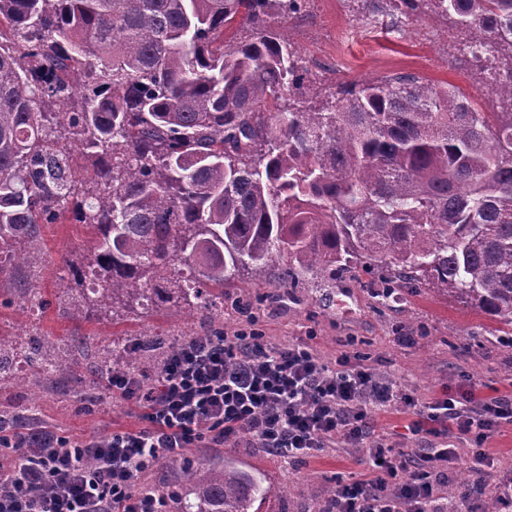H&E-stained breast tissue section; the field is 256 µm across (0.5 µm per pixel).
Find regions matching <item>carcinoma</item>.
I'll list each match as a JSON object with an SVG mask.
<instances>
[{
  "instance_id": "1",
  "label": "carcinoma",
  "mask_w": 512,
  "mask_h": 512,
  "mask_svg": "<svg viewBox=\"0 0 512 512\" xmlns=\"http://www.w3.org/2000/svg\"><path fill=\"white\" fill-rule=\"evenodd\" d=\"M308 0H0V276L32 266L70 204L92 235L57 288L73 315L184 306L224 321V283L336 271L377 276L388 300L432 290L512 328V0H390L468 35L504 112L413 74L320 97L278 19ZM247 26L251 35L235 38ZM181 344L112 342L95 366L156 373ZM23 362L73 373L56 343L0 337ZM173 512H256L263 474L230 458L185 466Z\"/></svg>"
}]
</instances>
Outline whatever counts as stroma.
I'll use <instances>...</instances> for the list:
<instances>
[{
  "mask_svg": "<svg viewBox=\"0 0 512 512\" xmlns=\"http://www.w3.org/2000/svg\"><path fill=\"white\" fill-rule=\"evenodd\" d=\"M280 33L299 51L313 75L332 87L343 81H365L393 73H416L458 86L481 109L496 112L470 55L449 56L448 41L459 42L464 32L434 18L429 10L395 22L380 0H309L305 11L282 17ZM92 245L90 232L66 220L46 225L40 247L46 261L34 270H20L0 278V336L27 343L34 336L58 340L64 354L90 371L113 337H137L149 332L170 336L207 333V310L185 308L141 317L132 313L115 322L96 323L72 318L56 300L57 272L65 261L78 260ZM366 273L336 279L317 278L282 290L277 278L257 284L240 276L224 286V330L247 324L259 310V327L268 342L309 337L329 361L343 350L359 353L376 372L397 385L430 398L448 386L473 385L484 397H512V334L495 330L486 315L435 293L422 291L406 301L381 305ZM40 291L49 304L37 309L23 304L21 287ZM418 337L415 345L399 343L396 329ZM33 414L39 426L68 434L96 435L104 430L130 428L138 423L137 409L100 386L96 401L67 388L47 391L38 376L0 379V416ZM376 424L403 448H431L438 440L412 434L414 417L400 409L377 413ZM231 456L266 475L272 492L260 512H325L327 489L335 477L365 472L366 453L328 448L314 458L286 466L266 449L241 438L237 447L190 448L187 459L216 461ZM286 494H279V487Z\"/></svg>",
  "mask_w": 512,
  "mask_h": 512,
  "instance_id": "stroma-1",
  "label": "stroma"
}]
</instances>
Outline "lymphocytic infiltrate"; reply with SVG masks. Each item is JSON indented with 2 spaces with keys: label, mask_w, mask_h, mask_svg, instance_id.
<instances>
[{
  "label": "lymphocytic infiltrate",
  "mask_w": 512,
  "mask_h": 512,
  "mask_svg": "<svg viewBox=\"0 0 512 512\" xmlns=\"http://www.w3.org/2000/svg\"><path fill=\"white\" fill-rule=\"evenodd\" d=\"M109 383L139 409L141 426L102 439L0 422V447L21 457L0 464V512H168L163 497L135 494V484L162 459L233 448L244 436L287 465L327 448L368 449L365 473L337 479L330 512H477L471 495L446 492L460 467L453 449L399 448L376 430L373 411L396 406L416 416L417 431L469 438L476 493L512 512V468L482 451L488 435L512 425L511 399L471 387L425 398L376 378L359 355L328 361L310 344H269L247 326L190 342L155 378L116 372Z\"/></svg>",
  "instance_id": "1"
}]
</instances>
